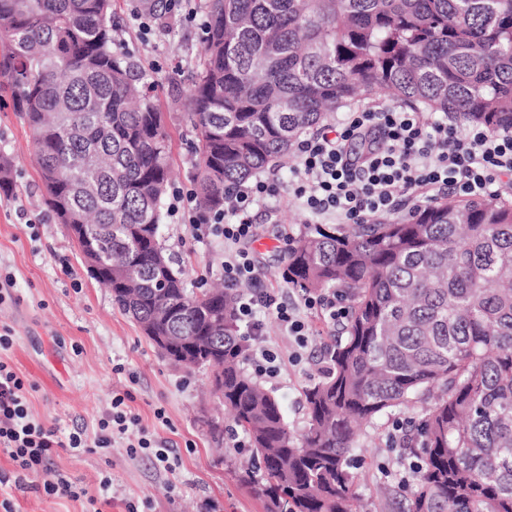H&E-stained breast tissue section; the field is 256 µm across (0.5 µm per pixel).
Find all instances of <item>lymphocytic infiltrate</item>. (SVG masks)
I'll list each match as a JSON object with an SVG mask.
<instances>
[{
  "label": "lymphocytic infiltrate",
  "instance_id": "lymphocytic-infiltrate-1",
  "mask_svg": "<svg viewBox=\"0 0 512 512\" xmlns=\"http://www.w3.org/2000/svg\"><path fill=\"white\" fill-rule=\"evenodd\" d=\"M296 151L299 165L285 186L310 215L334 214L353 224L370 223L401 205L438 195L489 196L498 192L503 179L512 178L511 130L494 132L474 125L462 131L429 113L400 106L356 109L341 124L299 141ZM285 186L271 177L232 188L224 198L223 211L208 215L196 210L191 191L174 190L170 201L172 214L189 224L194 239L223 242L224 285L241 289L238 317L257 340L247 360L256 375L271 384L281 372V358L258 343L263 331L259 313L274 319L297 365L310 344L308 311H320L332 324L346 316L335 295L310 294L295 303L261 284L259 267L249 250L257 235L250 209L258 201L279 195ZM14 343L11 329L1 328L0 453L13 463L15 474L1 475L0 486L11 482L20 487L35 477L45 497L82 500L87 512H102L114 495L111 475L101 473L92 489L76 484L55 469L54 459L60 453L103 457L119 446L130 458L143 456L157 469L176 472L179 456L175 449L143 425L130 408L126 391L113 394L94 434L78 429L59 438L31 410L33 383L4 358Z\"/></svg>",
  "mask_w": 512,
  "mask_h": 512
}]
</instances>
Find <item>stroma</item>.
Returning a JSON list of instances; mask_svg holds the SVG:
<instances>
[{
    "label": "stroma",
    "instance_id": "obj_1",
    "mask_svg": "<svg viewBox=\"0 0 512 512\" xmlns=\"http://www.w3.org/2000/svg\"><path fill=\"white\" fill-rule=\"evenodd\" d=\"M133 0H112L116 24L115 48L129 53L142 83L163 112L172 135L174 183L191 185L194 160L185 140L190 128L185 119L183 92L202 47L198 31L183 22L172 29L145 35L131 19ZM0 156L14 164L15 187L0 191V275L15 279L16 300L0 305V328L8 327L15 343L9 363L36 385L30 395L32 411L59 437L74 429L94 432L115 391H131V409L140 414L159 439L177 446L175 474L155 469L149 459H130L125 449L109 457L63 453L55 466L84 485L95 484L100 472L112 474L117 491L103 512H125L126 500L152 501L155 512H198L202 501H212L216 512H266V503L243 484L229 463L248 457L228 436L214 434L212 419L224 410L211 392L210 373L189 371L164 358L143 335L138 324L124 314L88 274L65 225L56 223L42 202V185L32 161V134L19 118L9 95L0 96ZM261 236L254 243L265 288L290 290L283 278L286 245L280 229L297 235L311 218L301 203L281 195L272 206L254 211ZM164 246L184 278L192 283L219 280L223 246L192 239L189 225L165 215ZM313 363L293 364L292 348L272 319H265L262 340L276 348L282 359L280 377L270 391L283 407L288 426L301 433L307 423L306 387L318 376L317 358L334 340L335 331L313 320ZM124 373H116L115 365ZM163 409L166 422L154 418ZM394 416L368 427L359 439L358 465L363 477L355 489L358 512H399L382 494V487L401 486L405 465L401 449L391 447Z\"/></svg>",
    "mask_w": 512,
    "mask_h": 512
}]
</instances>
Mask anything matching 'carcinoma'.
<instances>
[{
	"label": "carcinoma",
	"instance_id": "obj_1",
	"mask_svg": "<svg viewBox=\"0 0 512 512\" xmlns=\"http://www.w3.org/2000/svg\"><path fill=\"white\" fill-rule=\"evenodd\" d=\"M186 93L203 213L382 90L462 127L512 130V0H206ZM111 0H0V90L33 136L43 204L93 243L100 285L159 336H190L263 470L267 512H356L358 437L415 410L403 512H512V201L439 199L401 221L302 224L288 283L349 302L307 425L242 364L238 291L188 288L161 236L171 136L113 49Z\"/></svg>",
	"mask_w": 512,
	"mask_h": 512
}]
</instances>
